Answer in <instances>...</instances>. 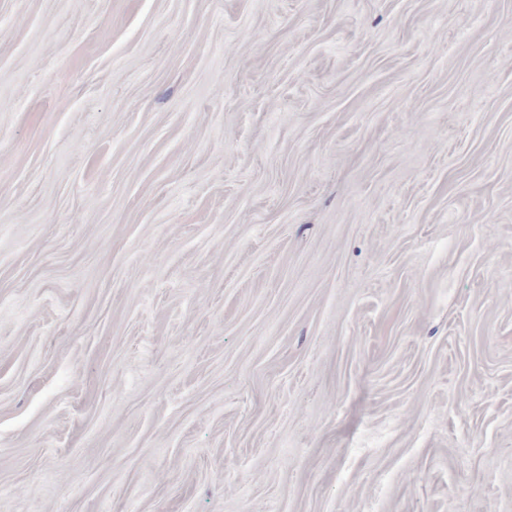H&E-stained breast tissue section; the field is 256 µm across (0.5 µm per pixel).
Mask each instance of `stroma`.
I'll list each match as a JSON object with an SVG mask.
<instances>
[{"label": "stroma", "mask_w": 512, "mask_h": 512, "mask_svg": "<svg viewBox=\"0 0 512 512\" xmlns=\"http://www.w3.org/2000/svg\"><path fill=\"white\" fill-rule=\"evenodd\" d=\"M0 512H512V0H0Z\"/></svg>", "instance_id": "35a3bbf8"}]
</instances>
